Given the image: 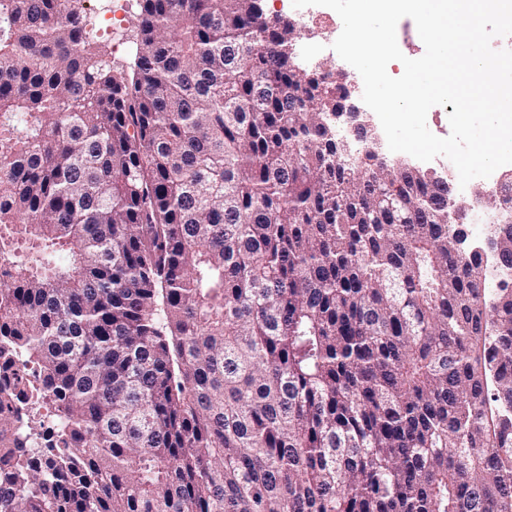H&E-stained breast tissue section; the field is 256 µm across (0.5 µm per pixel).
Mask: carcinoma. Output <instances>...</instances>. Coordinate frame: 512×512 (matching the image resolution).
I'll return each mask as SVG.
<instances>
[{
    "instance_id": "obj_1",
    "label": "carcinoma",
    "mask_w": 512,
    "mask_h": 512,
    "mask_svg": "<svg viewBox=\"0 0 512 512\" xmlns=\"http://www.w3.org/2000/svg\"><path fill=\"white\" fill-rule=\"evenodd\" d=\"M138 4L118 72L0 0V512H512V287L448 192L336 163L264 0Z\"/></svg>"
}]
</instances>
